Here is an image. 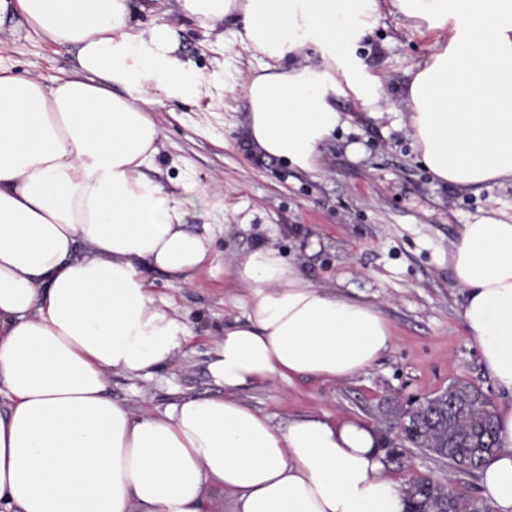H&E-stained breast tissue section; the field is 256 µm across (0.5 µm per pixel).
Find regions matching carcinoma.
Masks as SVG:
<instances>
[{
  "label": "carcinoma",
  "mask_w": 512,
  "mask_h": 512,
  "mask_svg": "<svg viewBox=\"0 0 512 512\" xmlns=\"http://www.w3.org/2000/svg\"><path fill=\"white\" fill-rule=\"evenodd\" d=\"M493 403L469 382L458 381L427 400L405 418L398 439L448 460L457 471L480 469L485 457L499 451ZM406 512H490L478 498L459 490L449 498L437 483L408 482Z\"/></svg>",
  "instance_id": "obj_1"
}]
</instances>
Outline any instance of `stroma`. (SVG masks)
I'll list each match as a JSON object with an SVG mask.
<instances>
[{
	"mask_svg": "<svg viewBox=\"0 0 512 512\" xmlns=\"http://www.w3.org/2000/svg\"><path fill=\"white\" fill-rule=\"evenodd\" d=\"M160 8L165 22L180 28V53L205 85L201 95L152 107L160 129L154 178L170 192L187 184L202 191L185 221L209 232L212 248L188 284L175 287L166 274L152 273L156 294L173 300L192 339L150 376L112 375V398L139 410L182 395L219 393L208 369L215 336L245 315L233 299L227 263L270 243L313 284L375 303L394 340L359 376L275 380L241 390L247 405L278 422L355 418L384 432L395 421L389 405L409 407L454 381L476 385L493 404L503 402L458 315L461 295L448 254L463 224L490 211L512 215V185L461 192L438 182L417 162L405 126L406 73L431 51L438 31L383 14L357 54L369 74L383 79L390 102L374 117L353 96L337 97L341 121L319 148L317 172L310 173L263 154L247 137L243 87L258 75L260 55L235 43L223 27L183 18L176 0H161ZM0 65L48 80L73 73L76 53L7 29L0 32ZM383 462L399 480L414 469L481 494L478 474L456 471L421 448L400 449Z\"/></svg>",
	"mask_w": 512,
	"mask_h": 512,
	"instance_id": "1",
	"label": "stroma"
}]
</instances>
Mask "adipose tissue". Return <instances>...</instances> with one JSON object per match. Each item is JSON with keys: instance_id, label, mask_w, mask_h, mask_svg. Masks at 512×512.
Listing matches in <instances>:
<instances>
[{"instance_id": "obj_1", "label": "adipose tissue", "mask_w": 512, "mask_h": 512, "mask_svg": "<svg viewBox=\"0 0 512 512\" xmlns=\"http://www.w3.org/2000/svg\"><path fill=\"white\" fill-rule=\"evenodd\" d=\"M441 31L402 99L420 163L461 191L512 183V0H390ZM203 26L240 20L234 40L264 58L244 87L248 136L304 171L340 122L339 95L372 113L379 78L357 56L381 0H178ZM147 0H0L18 23L77 52L73 75L0 66V512H404L377 432L356 419L276 422L238 393L280 379L327 382L370 368L393 342L371 303L312 284L273 246L231 266L246 308L209 371L222 393L133 410L112 374L150 375L191 334L150 272L191 280L209 234L186 197L151 177L160 131L149 109L199 92L177 29L139 31ZM321 51L306 60L307 48ZM459 316L497 389L498 452L479 473L493 512H512V217L463 225L450 250Z\"/></svg>"}]
</instances>
